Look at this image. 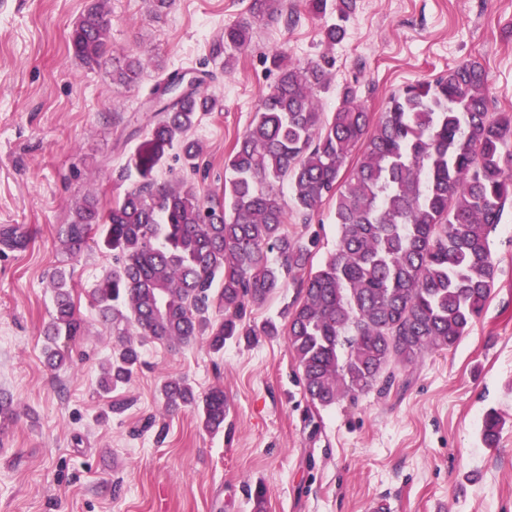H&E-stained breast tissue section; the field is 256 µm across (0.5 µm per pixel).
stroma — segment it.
<instances>
[{
  "label": "stroma",
  "mask_w": 512,
  "mask_h": 512,
  "mask_svg": "<svg viewBox=\"0 0 512 512\" xmlns=\"http://www.w3.org/2000/svg\"><path fill=\"white\" fill-rule=\"evenodd\" d=\"M91 2L0 0V231L25 239L0 245V392L16 413L0 425V512H252L259 485L267 512H371L377 501L385 512H512V203L489 235L495 285L468 335L396 368L391 385L324 408L305 397L283 332L233 340L220 353L202 340L145 344L132 379L101 394L116 336L89 291L112 256L91 244L73 257L60 242L85 195L108 203L123 193L119 175L147 137L156 75H207L222 105L190 132L198 171L185 172L172 150L156 178L183 174L201 196L220 197L224 159L277 79L275 52L325 67L327 112L351 84L379 114L391 93L463 60L484 67L491 111L512 112V0H358L333 44L322 31L334 15L315 16L303 0H283L279 15L257 21L252 0H173L162 13L149 0H106L110 55L89 69L68 38ZM247 19L252 42L223 71L211 48L225 25ZM129 56L146 61L132 87L112 80ZM289 229L315 239L314 266L336 247L331 202ZM60 269L84 332L53 368L45 330ZM299 299L289 284L252 307L247 323L283 329ZM172 378L199 393L223 388V429L206 431L191 407L169 410L161 385ZM118 401L120 413L111 409ZM490 412L503 421L493 448L482 441Z\"/></svg>",
  "instance_id": "obj_1"
}]
</instances>
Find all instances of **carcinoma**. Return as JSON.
Masks as SVG:
<instances>
[{"mask_svg": "<svg viewBox=\"0 0 512 512\" xmlns=\"http://www.w3.org/2000/svg\"><path fill=\"white\" fill-rule=\"evenodd\" d=\"M279 0H253L256 19L278 14ZM308 11L336 14L324 28L328 43L342 40L356 0H305ZM110 20L92 5L69 37V49L85 67L106 53ZM252 42V24L224 27L212 47L230 71L233 52ZM252 121L225 157L232 176L224 199L205 200L194 185L152 178L167 150L197 168L200 149L189 136L199 114L219 101L192 90L154 112L148 138L129 159L138 184L104 207L94 195L76 208L62 243L76 256L90 234L111 252L113 266L89 291L91 304L112 323L118 340L100 389L128 383L146 342L173 346L203 339L215 352L241 336L248 309L297 282L301 300L284 312L288 349L301 369L313 405L328 407L369 391L393 364L416 365L448 351L469 333L487 306L495 282L491 229L512 202V113L492 112L485 71L463 61L433 81L392 93L378 118L355 87L338 95L336 109L321 111L318 93L328 88L317 61L285 63ZM143 63L130 57L112 72L136 82ZM355 165L340 173L353 152ZM288 183L292 205L280 185ZM334 207L336 250L317 271L309 269L314 241L293 235L295 213L308 220L324 201ZM54 310L46 336L82 335V321L67 288L54 282ZM166 405H195L204 428H223L224 390L201 396L182 379L162 386ZM500 418L486 416L483 438L496 443Z\"/></svg>", "mask_w": 512, "mask_h": 512, "instance_id": "1", "label": "carcinoma"}]
</instances>
